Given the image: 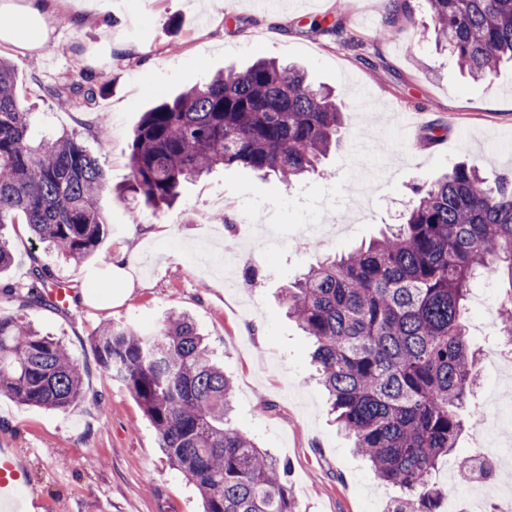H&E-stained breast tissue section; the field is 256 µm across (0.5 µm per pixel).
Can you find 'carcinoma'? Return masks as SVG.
I'll use <instances>...</instances> for the list:
<instances>
[{"label": "carcinoma", "instance_id": "carcinoma-1", "mask_svg": "<svg viewBox=\"0 0 512 512\" xmlns=\"http://www.w3.org/2000/svg\"><path fill=\"white\" fill-rule=\"evenodd\" d=\"M439 41L462 72L492 77L512 61V0H427ZM342 112L305 71L260 59L215 73L143 114L129 155L130 191L155 209L218 166L275 176L287 189L336 145ZM100 159L74 135L36 142L0 56V227L70 261L91 255L108 230ZM28 297L51 303L50 272L33 268ZM507 280L498 319L512 348V178L491 184L458 162L414 188L404 221L282 289L314 346L330 412L374 474L402 491L389 512H435L447 490L430 483L477 412L478 351L466 321L479 279ZM100 363L121 380L155 429L169 463L198 490L203 512H297L289 463L232 424V380L195 322L170 312L155 329L108 322L93 337ZM82 371L57 339L0 316V395L64 411L82 398Z\"/></svg>", "mask_w": 512, "mask_h": 512}]
</instances>
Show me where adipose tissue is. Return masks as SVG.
I'll return each instance as SVG.
<instances>
[{"instance_id":"adipose-tissue-1","label":"adipose tissue","mask_w":512,"mask_h":512,"mask_svg":"<svg viewBox=\"0 0 512 512\" xmlns=\"http://www.w3.org/2000/svg\"><path fill=\"white\" fill-rule=\"evenodd\" d=\"M94 0H0L1 13H16L22 18L19 24H0V42L35 50L42 48L47 41V20L59 10L70 12L75 18L95 10Z\"/></svg>"}]
</instances>
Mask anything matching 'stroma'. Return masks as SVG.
Returning <instances> with one entry per match:
<instances>
[{
  "mask_svg": "<svg viewBox=\"0 0 512 512\" xmlns=\"http://www.w3.org/2000/svg\"><path fill=\"white\" fill-rule=\"evenodd\" d=\"M125 18L106 33L97 15H60L37 53L0 43L17 71V95L33 138L77 135L101 155L108 188L100 205L109 226L97 250L75 262L32 240L26 227L5 229L15 261L0 281V315H16L60 339L83 371V398L65 412L0 397V448L18 449L30 480L52 512H202L197 489L173 469L154 428L126 387L103 370L92 337L109 321L154 328L163 313H187L234 383L232 419L259 446L290 465L288 485L299 512H384L398 496L350 448L327 413L310 364V342L288 320L279 294L325 255L341 254L397 224L412 187L434 181L454 163H478L487 178L512 171V64L487 81L464 78L437 49L425 0L410 12L392 0H224V13L202 0H102ZM356 35L350 48L329 34ZM258 57L306 68L336 90L344 124L335 148L293 188L241 166L220 167L187 184L176 204L154 210L126 192L133 131L164 96ZM78 82L95 88L75 107L48 91ZM224 196V250L247 253L236 287L201 273L195 247L214 224L208 201ZM134 257V288L120 303L78 300L61 311L29 300L32 268L75 292L113 289L109 264ZM484 312L470 311V334L482 355L473 407L497 400L512 410V378L490 372L496 351L502 283L484 282Z\"/></svg>",
  "mask_w": 512,
  "mask_h": 512,
  "instance_id": "obj_1",
  "label": "stroma"
}]
</instances>
